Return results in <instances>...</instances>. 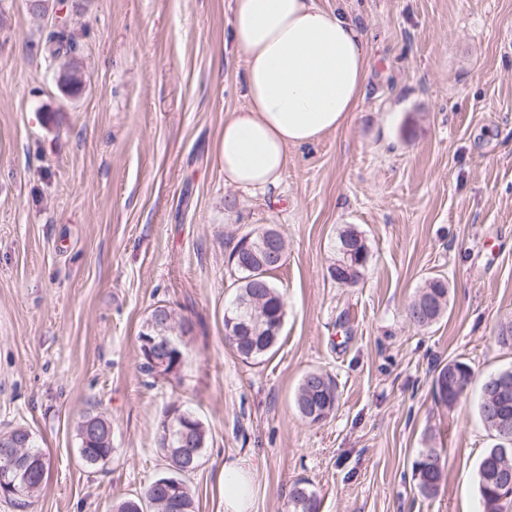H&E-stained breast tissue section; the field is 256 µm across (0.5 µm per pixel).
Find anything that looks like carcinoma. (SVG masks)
Listing matches in <instances>:
<instances>
[{"label": "carcinoma", "instance_id": "obj_1", "mask_svg": "<svg viewBox=\"0 0 512 512\" xmlns=\"http://www.w3.org/2000/svg\"><path fill=\"white\" fill-rule=\"evenodd\" d=\"M43 50L47 57L57 59L69 57L78 50V44L72 33L59 26L51 29L43 43ZM336 261L329 268V274L340 285L356 284L367 267L369 249L365 238L356 230L347 228L338 235L335 244ZM282 267V264L269 261L263 255L253 258L244 267L233 266L234 273L231 286L235 288V301L224 311V327L229 324L241 325V317L244 311L241 305L251 303L254 300L261 301V309L255 312V316L249 317L248 327L242 330L237 339L225 336V340L245 362L261 360L270 354L276 345V341L270 340V331L276 316H285V300L283 295L271 280V274ZM419 296L435 302V307L426 314H421L418 301H413L407 310V319L410 324L418 328H425L436 323L444 314L448 306V282L441 276H432L425 280ZM156 308H151L147 313L139 331L138 337L145 334L155 336H168L177 343V359L184 358L186 351L185 337L192 332L191 323L176 309H169L167 322L156 325ZM460 365V361L454 360L441 366L436 377L443 379L444 394L437 401L451 407L456 403L452 386L456 384V378L451 372V365ZM140 372L153 380L164 379L167 381L180 380L179 370H171L166 367L161 371L155 370L151 360L143 356L139 363ZM500 372H495L486 377L480 385V394L477 402L478 416L486 429L492 428L490 417L484 415V409L489 402L487 391L493 386ZM335 387L331 380L320 371L307 372L299 384L295 396V404L300 415L307 419L312 415V407L334 396ZM180 413L185 418L193 421L194 437L198 441L208 442V432L204 422L194 413L188 410L170 408L164 411L158 424L159 452L163 457H168L166 442L176 443L175 436H166V419L171 413ZM9 451L17 454L30 462L24 469L15 471L16 481L14 486L0 489V498L8 499L18 507H30L42 491L44 479L42 472L47 469V459L41 448L36 444L31 431L17 425L9 430L0 431V454ZM82 461L88 466L98 465L108 459L112 454V444L101 443L99 449L88 451L79 448ZM494 453V448H489L484 453L478 469L477 484L482 503V512H509L512 509V497L505 498L499 494L496 487L484 482L487 471L501 465L512 471V453L508 459H488ZM177 460L168 462L171 474L157 478L149 483L144 491L134 497L125 498L117 503L116 512H195V500L189 477L180 474L177 469ZM445 470V460L439 452L433 448L423 449L413 464V473L419 493L426 497L436 495L441 487ZM178 480L182 482L179 494V510H173L171 497L163 488L162 483Z\"/></svg>", "mask_w": 512, "mask_h": 512}]
</instances>
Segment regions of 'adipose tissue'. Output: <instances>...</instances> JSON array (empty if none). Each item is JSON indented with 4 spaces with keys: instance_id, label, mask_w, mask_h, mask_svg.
Returning a JSON list of instances; mask_svg holds the SVG:
<instances>
[{
    "instance_id": "ef3b65f1",
    "label": "adipose tissue",
    "mask_w": 512,
    "mask_h": 512,
    "mask_svg": "<svg viewBox=\"0 0 512 512\" xmlns=\"http://www.w3.org/2000/svg\"><path fill=\"white\" fill-rule=\"evenodd\" d=\"M230 40L243 52L246 105L224 119V179L266 191L290 149L346 125L366 93L369 57L347 14L314 0H233ZM255 466L224 465V512H250Z\"/></svg>"
}]
</instances>
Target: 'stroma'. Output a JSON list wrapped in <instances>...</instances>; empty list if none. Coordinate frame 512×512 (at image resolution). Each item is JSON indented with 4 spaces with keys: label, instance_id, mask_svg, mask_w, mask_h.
Segmentation results:
<instances>
[{
    "label": "stroma",
    "instance_id": "obj_1",
    "mask_svg": "<svg viewBox=\"0 0 512 512\" xmlns=\"http://www.w3.org/2000/svg\"><path fill=\"white\" fill-rule=\"evenodd\" d=\"M0 0V430L27 426L50 462L31 512H113L167 465L173 406L209 440L190 484L224 512L227 461L258 467L252 512H288L295 483L319 512H480L493 444L477 389L455 406L435 368L475 380L512 365V0H315L348 14L370 52L367 93L343 128L290 149L275 189L225 183L227 114L246 104L231 0ZM67 20L75 95L57 84L46 33ZM284 237L272 281L287 304L272 354L246 363L224 339L228 256L259 227ZM365 238L361 280L330 278L344 228ZM449 305L428 328L406 309L426 277ZM167 304L194 331L180 382L145 385L137 336ZM311 370L335 383L311 424L293 399ZM112 423V457L79 455L85 415ZM446 460L420 495L421 449ZM452 364H454L455 367L458 365L469 367V365L466 364L465 362L458 361V360H452V361H449L448 363L442 365L441 368L438 370V372L434 378V381H435L436 377H438L439 379L440 378L443 379L444 394L442 396V389H440L441 397H439L436 387L434 385H433V393H434V396L437 399V401L443 403L444 405H446L448 407L453 406L457 402L453 395V389H452V386H454L457 382L454 374L451 372ZM469 369H470V367H469ZM470 371H471V369H470Z\"/></svg>",
    "mask_w": 512,
    "mask_h": 512
}]
</instances>
